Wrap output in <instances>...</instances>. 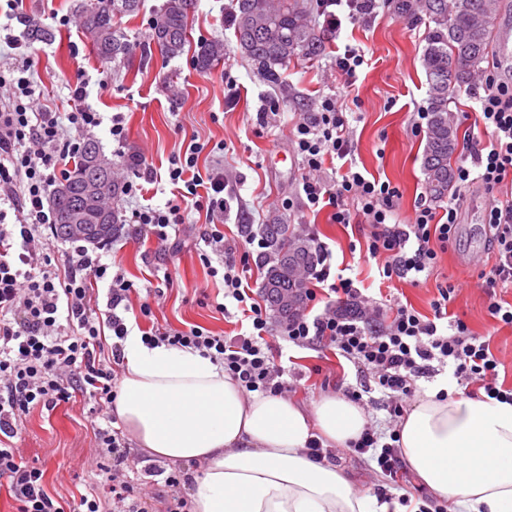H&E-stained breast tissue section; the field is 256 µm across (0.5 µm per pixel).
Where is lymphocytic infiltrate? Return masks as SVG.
<instances>
[{"instance_id":"1","label":"lymphocytic infiltrate","mask_w":512,"mask_h":512,"mask_svg":"<svg viewBox=\"0 0 512 512\" xmlns=\"http://www.w3.org/2000/svg\"><path fill=\"white\" fill-rule=\"evenodd\" d=\"M376 0H317L322 28L338 40L344 23H358L375 14ZM18 63L0 66V479L5 480L16 512H67L44 487L42 469L28 465L12 440L23 415L35 408L53 409L83 396L92 402L96 420L95 458L101 466V487L81 496L76 512H154L153 498L131 477L130 445L117 428L114 402L118 394L123 342L129 334L126 314L152 315L148 299L132 304L136 289L122 274L111 272L105 258L109 246L78 245L65 257L55 255L54 224L46 207L58 180V163L75 154L86 135L101 126L100 112L86 105L85 82L71 90L74 107L54 112L40 107L41 89L34 79L35 59L26 46L7 38ZM474 124L482 136L467 137L456 166L460 187L480 185L491 201L484 212L492 263L464 268L462 278L477 277L488 289L512 288V196L495 193L512 184V71L490 63L481 80ZM290 141L305 174L298 198L280 201L283 210L303 203L306 210L330 209L334 223L367 225V259L373 260L383 282L404 279L420 284L437 268L440 256L457 241L461 200L452 198L444 216L417 206L408 223L397 219L400 192L390 182L367 177L352 160L354 129L336 96L323 98L317 111L300 114L291 124ZM204 143L190 140L175 155L168 178L175 188L161 207H135L129 221L144 234L166 243L194 212L205 213L209 227L203 236L202 261L217 257L223 273L220 311H232L243 333L220 336L198 325L152 328L143 332L146 345L192 349L219 361L245 393L282 395L293 391L279 361L281 341L296 346L323 345L336 349L367 383L345 390L362 403L364 394L380 391L391 419L401 418L417 390V380L434 366L449 367L469 397L512 402V387L499 381L501 360L486 337L474 334L449 307L457 284L438 283L423 315L398 297L364 296L352 278L331 271V251H324L308 289L304 310L274 330L265 306L252 295L247 274L253 255L265 248L263 238L244 233L229 240L224 233L227 198L235 192L224 178L223 164L200 170ZM107 282L104 314H97L92 287ZM354 304L352 314L341 305ZM112 332L111 356L101 357V329ZM397 433L383 435L365 424L347 451L371 455L380 473L409 504L411 482L398 446Z\"/></svg>"}]
</instances>
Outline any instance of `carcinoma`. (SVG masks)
<instances>
[{
	"instance_id": "carcinoma-1",
	"label": "carcinoma",
	"mask_w": 512,
	"mask_h": 512,
	"mask_svg": "<svg viewBox=\"0 0 512 512\" xmlns=\"http://www.w3.org/2000/svg\"><path fill=\"white\" fill-rule=\"evenodd\" d=\"M196 0H166L151 23L150 40L168 58L180 56L188 42V21ZM141 0H87L79 7L80 29L96 56L113 62L126 54L124 35L115 28L118 16L135 17ZM389 6L400 16L426 18L432 24L422 53L429 90V122L422 167L425 189L430 199L441 201L455 183L450 163L458 148L457 128L448 120V104L470 86L488 54L496 0H391ZM238 50L255 66L267 82L280 86L281 70L299 58L310 59L326 49L328 35L312 27L301 0H236L232 15ZM27 37L32 42L52 40V33L35 20L27 21ZM224 42L213 40L200 45L196 65L207 72L224 58ZM98 180L104 189V207L84 216V224H100L106 231L84 238L91 244L110 240L124 224L111 201L124 191L112 170V159L99 143L87 138L72 166L51 190L48 202L56 235L65 240L81 202L84 186ZM268 246L262 257L263 297L277 320L283 324L303 309L309 275L321 262L315 239L289 224L262 225Z\"/></svg>"
}]
</instances>
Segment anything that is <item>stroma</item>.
I'll return each mask as SVG.
<instances>
[{"mask_svg": "<svg viewBox=\"0 0 512 512\" xmlns=\"http://www.w3.org/2000/svg\"><path fill=\"white\" fill-rule=\"evenodd\" d=\"M81 0H23L16 18L0 16V27L25 39L27 20L35 19L54 37L32 44L36 54L35 79L45 90L42 104L55 112L70 111L71 85L88 84L86 99L104 117L125 118L126 141L116 146L107 126L93 130L105 154L112 159L121 180L133 179L143 168H151L154 180L142 184V204L164 206L171 197L166 179L169 160L182 151L191 137L212 145L225 144L224 177L237 185L240 196L230 200L224 230L236 236L240 225L259 232L261 225L275 221L307 228L317 242L332 251L333 271H344L363 295L378 296L383 283L375 264L365 263L358 252L364 231L332 223L328 212H293L279 208L282 196L297 195L302 166L289 146V122L260 130L256 114L266 100H280L285 113L315 111L324 96L342 91V79L327 80L336 55H325L290 63L283 72L282 87L268 84L252 62L236 49L229 17L234 0H197L191 16L189 42L182 55L165 58L149 49L150 18L165 0H143L136 17H119L116 28L127 38L128 54L116 62L97 60L74 17ZM68 16L69 26H59L57 16ZM429 26L424 20L404 19L379 0L376 17L346 26L341 45L363 50L366 65L358 69L356 86L362 106L353 123V159L359 169L390 181L398 187V215L407 220L416 206L443 205L431 202L425 191L422 168L424 135L411 132L413 112L427 109L428 85L422 53ZM223 40L227 54L210 71L196 68L194 58L201 43ZM230 76L238 96L225 103L219 84ZM137 165H130V158ZM484 201L471 191L456 247L442 254L438 278L455 279L460 268L486 258L487 241L482 229ZM206 217L192 214L190 224L174 244H161L127 225L124 235L114 238L109 260L113 271L122 273L138 288L151 292L152 320L158 327L196 324L217 334L233 336L240 327L234 319L216 310L222 301L221 278L211 277L200 259ZM454 310L479 336H490L491 346L502 359L499 377L512 386V328L491 331L487 296L477 279L460 287ZM281 363L300 376L295 398L309 404L325 393H342L355 384V369L338 360L329 347H297L284 344ZM90 405L83 398L60 403L54 409L37 408L27 414L13 442L23 459L41 468L47 490L56 498L77 504L81 493L97 482V470L89 464L94 454V430ZM332 460L353 475L355 488L365 494L386 495L390 489L368 457L334 453Z\"/></svg>", "mask_w": 512, "mask_h": 512, "instance_id": "obj_1", "label": "stroma"}]
</instances>
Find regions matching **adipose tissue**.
Listing matches in <instances>:
<instances>
[{
  "mask_svg": "<svg viewBox=\"0 0 512 512\" xmlns=\"http://www.w3.org/2000/svg\"><path fill=\"white\" fill-rule=\"evenodd\" d=\"M115 413L149 456L199 463L192 512H407L398 500L355 491L351 475L308 455L310 439L340 448L357 439L363 409L344 397L303 406L244 394L221 364L192 350L146 346L131 331ZM408 468L433 497L463 512H512V404L454 386L425 391L400 428Z\"/></svg>",
  "mask_w": 512,
  "mask_h": 512,
  "instance_id": "obj_1",
  "label": "adipose tissue"
}]
</instances>
